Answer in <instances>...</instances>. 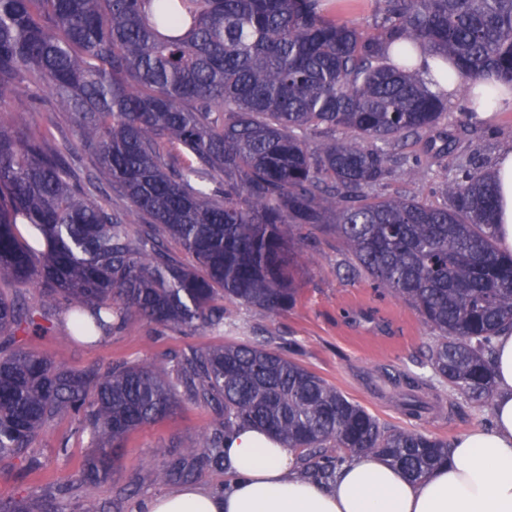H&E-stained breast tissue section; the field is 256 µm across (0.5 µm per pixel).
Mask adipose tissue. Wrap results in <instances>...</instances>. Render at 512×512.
<instances>
[{
    "label": "adipose tissue",
    "mask_w": 512,
    "mask_h": 512,
    "mask_svg": "<svg viewBox=\"0 0 512 512\" xmlns=\"http://www.w3.org/2000/svg\"><path fill=\"white\" fill-rule=\"evenodd\" d=\"M499 246L512 253V147L493 170ZM493 426L458 438L448 460L414 481L382 457L361 454L327 485L293 469L286 448L255 427L237 428L224 448V492L184 486L148 512H512V328L496 338Z\"/></svg>",
    "instance_id": "adipose-tissue-1"
}]
</instances>
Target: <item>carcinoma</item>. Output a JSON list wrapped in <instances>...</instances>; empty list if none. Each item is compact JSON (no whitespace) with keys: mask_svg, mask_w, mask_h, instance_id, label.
Returning a JSON list of instances; mask_svg holds the SVG:
<instances>
[{"mask_svg":"<svg viewBox=\"0 0 512 512\" xmlns=\"http://www.w3.org/2000/svg\"><path fill=\"white\" fill-rule=\"evenodd\" d=\"M371 2L365 21L343 0H0V112L23 91L33 105L50 91L93 160L77 184L69 147L0 120V280L16 288L0 292V457L31 458L39 434L69 415L94 444L77 481L110 480L127 435L185 395L211 406L215 424L156 474L161 484L190 478L187 459L224 465L226 439L245 424L324 484L359 454L414 480L448 456L447 441L381 423L272 336L183 352L175 382L152 364L75 371L22 346L53 332L95 341L134 320L222 328L220 296L277 314L297 302L303 248L332 233L353 257L347 277L365 272L436 333L425 354L435 376L491 403L512 256L498 249L490 174L459 164L441 204L380 189L397 174L425 177L406 148L436 160L451 151L428 137L448 94L411 50L464 85L512 89V0ZM114 190L126 209L107 203ZM0 512L58 508L48 492L37 511L12 499Z\"/></svg>","mask_w":512,"mask_h":512,"instance_id":"1","label":"carcinoma"}]
</instances>
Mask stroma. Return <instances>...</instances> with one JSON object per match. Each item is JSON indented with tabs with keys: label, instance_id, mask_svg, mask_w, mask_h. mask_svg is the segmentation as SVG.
Masks as SVG:
<instances>
[{
	"label": "stroma",
	"instance_id": "35a3bbf8",
	"mask_svg": "<svg viewBox=\"0 0 512 512\" xmlns=\"http://www.w3.org/2000/svg\"><path fill=\"white\" fill-rule=\"evenodd\" d=\"M463 96H456L447 121L438 135L448 137L453 150L449 165L468 158L493 169L500 152L512 147V108L497 113L495 120L467 118ZM18 129L46 127L49 144L59 147L72 137L70 116L51 94H43L35 110L23 108L6 113ZM350 256L335 236L321 234L304 253L298 276L297 303L276 315L224 304V326L187 332L137 321L100 343L88 344L62 337L29 340L28 348L47 355L54 363L80 370L116 362L149 363L172 370L175 354L188 348L208 349L227 341L252 336L275 337L282 351L319 374L348 397L366 407L381 422L417 430L446 440L490 425L492 409L449 394L437 382L423 352L434 333L409 306L380 295L367 277L347 280L338 269ZM412 400L425 411L414 418L404 411ZM212 409L183 399L173 415L131 432L124 443L119 467L112 479L100 485L74 487L73 481L91 446L89 435L77 434L71 417H57L41 433L34 451L37 467L21 459L0 457V499L38 500L49 486L61 487L56 503L59 512H81L85 504H111L117 488L128 491L121 512H145L149 502L179 488V481L162 485L155 472L165 468L169 457L179 456L202 431L212 426ZM166 446L168 456L157 455ZM66 455H59V448Z\"/></svg>",
	"mask_w": 512,
	"mask_h": 512
}]
</instances>
